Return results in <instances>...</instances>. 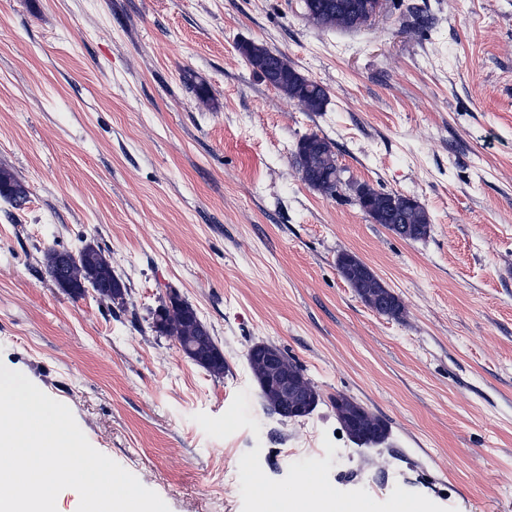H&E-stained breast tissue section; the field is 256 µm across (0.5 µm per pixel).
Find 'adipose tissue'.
Segmentation results:
<instances>
[{"label":"adipose tissue","instance_id":"1","mask_svg":"<svg viewBox=\"0 0 512 512\" xmlns=\"http://www.w3.org/2000/svg\"><path fill=\"white\" fill-rule=\"evenodd\" d=\"M251 480L254 512H366L363 503L341 497L304 475L286 492L269 488L259 475H252Z\"/></svg>","mask_w":512,"mask_h":512}]
</instances>
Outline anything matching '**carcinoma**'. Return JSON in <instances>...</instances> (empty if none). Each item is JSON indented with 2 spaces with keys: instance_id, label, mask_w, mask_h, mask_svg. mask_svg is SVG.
Segmentation results:
<instances>
[{
  "instance_id": "obj_1",
  "label": "carcinoma",
  "mask_w": 512,
  "mask_h": 512,
  "mask_svg": "<svg viewBox=\"0 0 512 512\" xmlns=\"http://www.w3.org/2000/svg\"><path fill=\"white\" fill-rule=\"evenodd\" d=\"M327 0H305L306 13H315L313 22L322 28H339L353 30L360 28L352 18L349 11L344 8H327ZM248 57L254 71L259 77L268 75L269 71H277L288 76V84L281 88V92L289 99L297 102L307 112H320L327 102V91L319 84L309 80L301 74L282 54L270 58L267 56V47L263 44L250 42ZM185 83L191 89L204 107H210L212 97L209 89L202 82L193 77H185ZM295 160L299 172L313 173L320 178V184L315 190L332 194L341 184L340 169L337 165L336 153L332 150L331 142L316 134L305 136L297 143ZM27 197V188L17 179L14 173L5 167H0V198L8 201L12 207L22 208V202ZM404 224H417L424 227L415 239L421 240L429 236L431 221L428 211L424 207L408 209L400 216ZM69 259L66 267V283L73 290L72 297L83 296L81 290L93 282L112 283L110 288H97L100 301L125 305L128 290L126 285L112 274V264L100 247L91 244L85 245L76 253L67 250L49 248L44 252L43 263L51 279H56L59 265L64 259ZM364 293L360 294L362 301L374 309L383 297L389 294V288L382 282L371 280L363 285ZM192 305L181 301L173 310L163 318L156 331L162 335L170 336L179 342L189 345L198 337L205 335V324L192 318ZM308 396L311 405L317 406L320 395L308 379H302L301 386L288 395L261 389V395L266 409L275 412L287 399L294 395ZM336 410V418L350 440L357 444H381L388 438V425L381 418L373 414H365L352 399L338 394L332 398Z\"/></svg>"
}]
</instances>
